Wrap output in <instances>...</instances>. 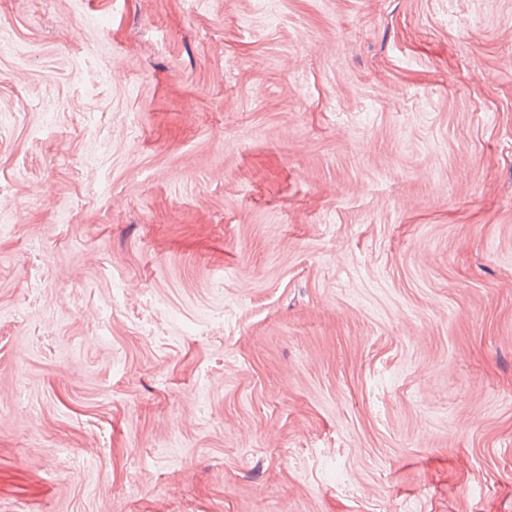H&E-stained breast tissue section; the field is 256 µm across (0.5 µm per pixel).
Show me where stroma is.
Masks as SVG:
<instances>
[{"instance_id": "35a3bbf8", "label": "stroma", "mask_w": 512, "mask_h": 512, "mask_svg": "<svg viewBox=\"0 0 512 512\" xmlns=\"http://www.w3.org/2000/svg\"><path fill=\"white\" fill-rule=\"evenodd\" d=\"M0 32V512H512V0Z\"/></svg>"}]
</instances>
